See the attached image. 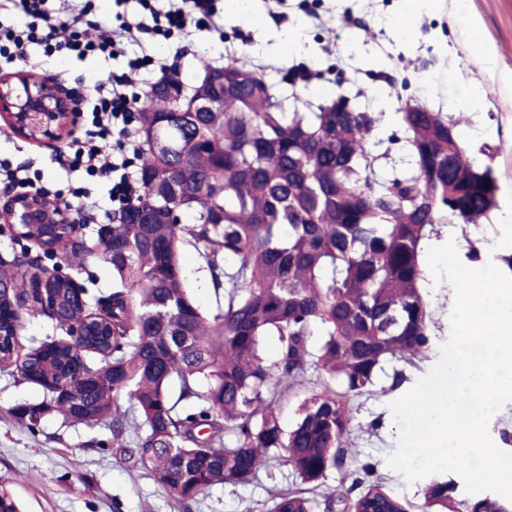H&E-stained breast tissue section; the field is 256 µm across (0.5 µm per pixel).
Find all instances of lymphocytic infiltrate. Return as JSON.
I'll use <instances>...</instances> for the list:
<instances>
[{"label":"lymphocytic infiltrate","instance_id":"lymphocytic-infiltrate-1","mask_svg":"<svg viewBox=\"0 0 512 512\" xmlns=\"http://www.w3.org/2000/svg\"><path fill=\"white\" fill-rule=\"evenodd\" d=\"M13 12L22 14L26 22L21 26L0 23V60L14 63L27 62L31 46H40L44 56L65 53L83 58L105 54L124 53L127 45L139 43L142 35L152 34L165 38L187 32L194 14L211 16L212 0H140L148 21H126L119 28L88 34L84 14L72 13L63 18L49 15L46 0H9ZM177 72L176 64L163 58L145 54L130 60L127 72L110 74L109 88L96 92L87 100L88 117L81 132L52 156L51 161L66 174L79 175L78 185L67 190L49 191L41 182L39 172L29 165H13L0 160V191L4 193L29 191L40 195L62 198H90V186L96 180L106 182L109 208L92 205L77 210L70 224H89L96 217L111 219L113 209H125L139 195L141 187L133 171L134 158L128 157V144L133 135L130 128L133 114L141 96L135 87L139 78L150 71Z\"/></svg>","mask_w":512,"mask_h":512}]
</instances>
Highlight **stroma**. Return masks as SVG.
<instances>
[{
  "label": "stroma",
  "mask_w": 512,
  "mask_h": 512,
  "mask_svg": "<svg viewBox=\"0 0 512 512\" xmlns=\"http://www.w3.org/2000/svg\"><path fill=\"white\" fill-rule=\"evenodd\" d=\"M402 0H253L259 26H248L224 15V0H214V13L205 30L189 40L145 38L131 45L123 56H54L43 60L33 53L34 76L55 79L67 89L95 91L109 73L122 72L128 59L150 54L177 58L181 75L201 77L205 66H217L248 56L252 67L272 85L286 111L311 112L326 102L346 97L360 112L379 115L369 137L380 178L389 180L408 168L407 143L391 141L400 127L406 105L420 104L458 120L462 145L480 166L491 167L498 185V207L489 223L436 225L426 247H439L456 237L464 265L500 263L512 255V223H501L512 210V0H468L466 14H459L454 0L416 13L413 41L397 39L393 24ZM479 25L486 50L499 59L496 71L473 61L467 37L468 22ZM300 25L311 48L309 54L277 55L263 51L264 42L276 32ZM309 73L301 81V73ZM467 77L483 91L481 103L461 108L457 100L460 77ZM57 141L28 140L0 120V159L32 161L43 184L58 189L68 179L51 164ZM41 257L45 267L74 279L89 304L112 292V269L96 258L82 266L65 264L61 256L46 257L37 242L17 236L11 225L0 222V259L12 261L21 254ZM186 286L206 317L222 312L210 272L191 246L183 251ZM422 292L430 303L432 347L419 369L408 371L405 387L392 388L398 361L385 362L372 391L352 397L354 430L348 444L352 457L374 464L387 491L420 512L424 480L407 482L387 464L397 446L399 428L390 404L414 386L437 363L440 347L450 337V315L455 291L447 280L425 274ZM43 389L23 381L16 371L0 367V485L19 502L22 512H177L169 489L153 474L125 461L112 444L109 421L88 427L63 421L49 412L36 420L20 417L19 407L39 405ZM288 467L259 473L246 486L214 485L200 494L191 512H260L270 488L299 487Z\"/></svg>",
  "instance_id": "1"
}]
</instances>
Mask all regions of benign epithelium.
<instances>
[{"mask_svg": "<svg viewBox=\"0 0 512 512\" xmlns=\"http://www.w3.org/2000/svg\"><path fill=\"white\" fill-rule=\"evenodd\" d=\"M0 112L10 126L29 138L59 137L74 123L73 97L40 79L15 75L0 79ZM6 224L36 230L47 239L59 227L56 205L36 194L16 197L0 208Z\"/></svg>", "mask_w": 512, "mask_h": 512, "instance_id": "obj_1", "label": "benign epithelium"}]
</instances>
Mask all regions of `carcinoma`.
<instances>
[{
    "label": "carcinoma",
    "instance_id": "1",
    "mask_svg": "<svg viewBox=\"0 0 512 512\" xmlns=\"http://www.w3.org/2000/svg\"><path fill=\"white\" fill-rule=\"evenodd\" d=\"M166 81L201 96L214 110L181 112L160 124L162 146L141 157L142 195L119 214L97 258L112 267V293L89 310L73 281L24 256L0 281L26 309L64 332L20 353L18 314L0 301V364L42 387L64 420L111 422L116 447L167 487L181 512L208 487L247 485L262 471L290 467L301 484L323 486L333 469L350 468L347 488L320 498L273 489L263 512H407L369 463H347L343 448L351 397L373 386L387 360L415 367L431 349L432 312L420 282V253L435 225L482 224L498 206L490 168L466 156L458 122L440 112H404L409 172L379 180L367 138L369 112H287L242 56L208 66L200 81ZM171 100L151 91L141 121L160 120ZM174 206L192 223H140L146 209ZM73 229L40 241L43 253L80 261L88 249ZM205 260L224 311L209 321L185 288L181 249ZM36 270L26 277L19 268ZM325 339L318 354L309 336ZM276 335L268 365L261 339ZM325 374L294 427L282 428L283 395L303 384L309 362ZM178 385L172 398L171 386ZM129 406L122 408L121 402ZM196 402L184 413L179 401ZM458 484L430 479L422 512H454ZM467 512H508L490 496Z\"/></svg>",
    "mask_w": 512,
    "mask_h": 512
}]
</instances>
